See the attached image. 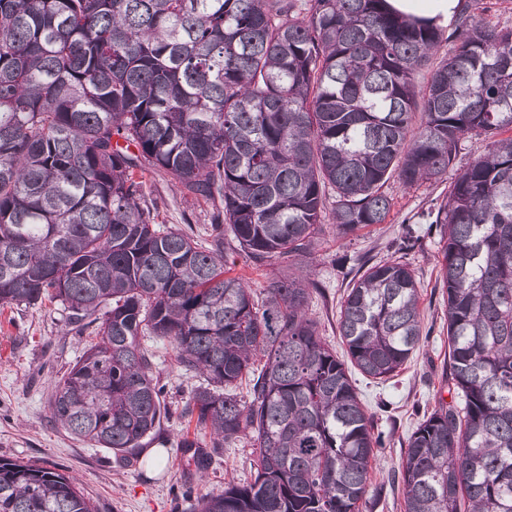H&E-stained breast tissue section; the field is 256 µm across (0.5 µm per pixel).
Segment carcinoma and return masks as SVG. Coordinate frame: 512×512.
Here are the masks:
<instances>
[{
	"label": "carcinoma",
	"instance_id": "1",
	"mask_svg": "<svg viewBox=\"0 0 512 512\" xmlns=\"http://www.w3.org/2000/svg\"><path fill=\"white\" fill-rule=\"evenodd\" d=\"M473 2L446 33L387 0H0V307L57 301L96 324L54 385L60 427L134 453L167 415L141 345L158 338L205 377L183 407L211 437L181 442L197 470L241 438L260 449L253 481L198 512H361L383 438L349 366L386 381L408 362L418 281L378 262L353 283L345 362L307 314L309 274L256 301L226 275L224 230L248 257L300 261L326 210L342 238L384 223L383 185L438 178L474 133L488 151L435 220L462 405L407 438L401 493L404 512H512V28ZM147 167L211 205L210 244L140 206ZM0 512L95 510L73 477L0 459Z\"/></svg>",
	"mask_w": 512,
	"mask_h": 512
}]
</instances>
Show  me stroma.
<instances>
[{
    "instance_id": "stroma-1",
    "label": "stroma",
    "mask_w": 512,
    "mask_h": 512,
    "mask_svg": "<svg viewBox=\"0 0 512 512\" xmlns=\"http://www.w3.org/2000/svg\"><path fill=\"white\" fill-rule=\"evenodd\" d=\"M486 147L483 138L466 135L452 167L440 178L411 188L390 179L383 187L392 200L384 223L342 238L331 219H324L305 257L320 286L311 297L309 313L320 335L340 355L345 352L338 332L340 302L363 262L405 261L420 283L424 338L419 350L388 382L378 383L357 371L351 374L376 429L387 436L372 472L364 512H403L397 477L406 439L425 415L458 401L451 390L448 316L436 267L443 242L430 216L446 198L457 171ZM140 179L141 205L155 214L157 224L205 239L209 207L204 201L181 193L161 171H145ZM224 248L234 263V274L258 292L269 276L287 274L294 266L286 257L252 260L234 253L229 241ZM92 338L90 329L70 324L68 310L57 302L0 311V459L34 462L76 477L95 512H195L201 496L221 492L230 482L251 481L258 450L248 440L226 445L213 455L203 474L179 453V442L188 430L182 407L203 378L176 367L170 346L160 339L146 338L142 345L165 388L169 414L135 453L117 456L58 426L50 414L53 386L81 359Z\"/></svg>"
}]
</instances>
